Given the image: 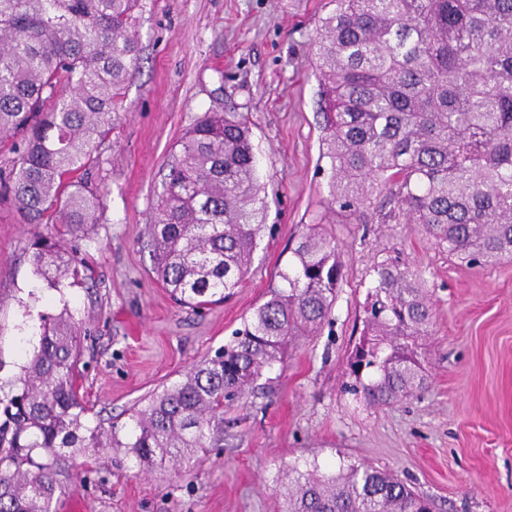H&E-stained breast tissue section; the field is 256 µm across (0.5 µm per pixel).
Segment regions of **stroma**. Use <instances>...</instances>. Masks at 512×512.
I'll use <instances>...</instances> for the list:
<instances>
[{"instance_id":"35a3bbf8","label":"stroma","mask_w":512,"mask_h":512,"mask_svg":"<svg viewBox=\"0 0 512 512\" xmlns=\"http://www.w3.org/2000/svg\"><path fill=\"white\" fill-rule=\"evenodd\" d=\"M140 59L86 174L100 223L64 233L73 274L38 277L28 225L0 204V381L18 375L44 318L81 333L89 424L179 381L229 341L269 297L306 227L335 242L343 282L328 322L298 337L283 367L224 410V445L188 466L78 457L66 495L87 512H277L285 470L361 463L399 475L436 512H512V260L474 266L418 224H350L329 202L314 44L331 0H142ZM246 116L266 187V228L233 296L177 305L153 269L146 226L172 151L204 112ZM394 262L432 307L425 382L387 406L350 392L375 267Z\"/></svg>"}]
</instances>
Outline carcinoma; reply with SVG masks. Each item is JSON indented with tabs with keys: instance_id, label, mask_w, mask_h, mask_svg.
Returning <instances> with one entry per match:
<instances>
[{
	"instance_id": "obj_1",
	"label": "carcinoma",
	"mask_w": 512,
	"mask_h": 512,
	"mask_svg": "<svg viewBox=\"0 0 512 512\" xmlns=\"http://www.w3.org/2000/svg\"><path fill=\"white\" fill-rule=\"evenodd\" d=\"M315 43L325 104L322 157L332 203L360 224H420L436 244L489 264L512 259V0H332ZM140 0H0V200L37 228L34 272L71 264L61 238L102 216L99 187L74 175L94 163L112 105L137 63ZM247 122L205 112L172 155L147 233L174 300L224 302L264 230ZM349 370L373 405L421 387L418 338L432 311L407 269L381 263ZM244 328L184 379L130 408L129 424L94 427L77 384L82 351L69 319L43 327L20 373L0 383V512H53L78 454L125 449L148 470L224 443V405L283 363L288 344L328 320L343 265L332 239L301 235ZM280 512H434L391 472L351 466L286 473Z\"/></svg>"
}]
</instances>
